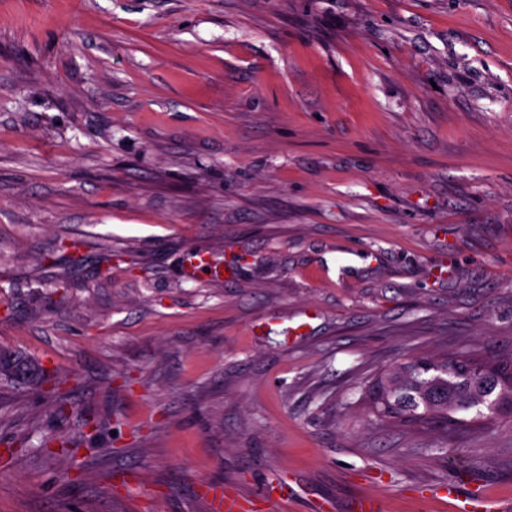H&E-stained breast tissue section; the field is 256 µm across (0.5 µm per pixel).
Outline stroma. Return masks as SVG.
<instances>
[{
    "instance_id": "35a3bbf8",
    "label": "stroma",
    "mask_w": 512,
    "mask_h": 512,
    "mask_svg": "<svg viewBox=\"0 0 512 512\" xmlns=\"http://www.w3.org/2000/svg\"><path fill=\"white\" fill-rule=\"evenodd\" d=\"M1 348L0 512H512V416L365 402L512 356V0H0ZM2 379L42 384L51 380V375L35 359L15 352L0 351V380ZM381 393L375 417L396 426L439 425L459 429L469 420L455 415L512 394V360L462 352L448 356L411 358L379 376L368 397ZM210 505L213 512H254L252 502L229 485L212 490Z\"/></svg>"
}]
</instances>
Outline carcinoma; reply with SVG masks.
Listing matches in <instances>:
<instances>
[{"mask_svg": "<svg viewBox=\"0 0 512 512\" xmlns=\"http://www.w3.org/2000/svg\"><path fill=\"white\" fill-rule=\"evenodd\" d=\"M42 384L51 375L35 359L0 351V380ZM375 417L396 426L467 425L462 414L512 394V360L462 352L411 358L379 376L368 400L376 399Z\"/></svg>", "mask_w": 512, "mask_h": 512, "instance_id": "cac0c4a2", "label": "carcinoma"}]
</instances>
